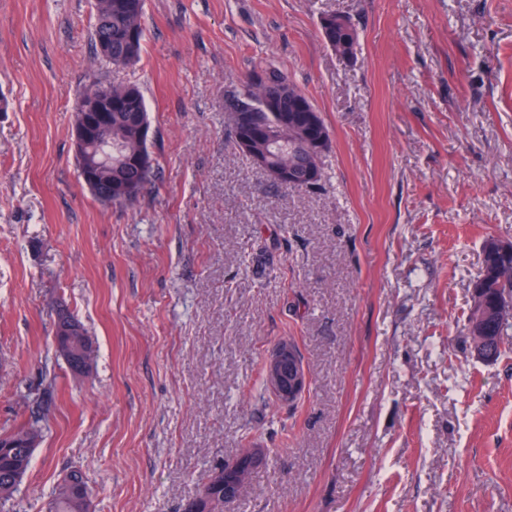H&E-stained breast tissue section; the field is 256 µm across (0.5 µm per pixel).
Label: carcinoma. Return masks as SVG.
I'll return each instance as SVG.
<instances>
[{"instance_id": "1", "label": "carcinoma", "mask_w": 512, "mask_h": 512, "mask_svg": "<svg viewBox=\"0 0 512 512\" xmlns=\"http://www.w3.org/2000/svg\"><path fill=\"white\" fill-rule=\"evenodd\" d=\"M96 24L91 33L94 52L114 66L135 63L141 55L144 40V0H95ZM336 14L321 19L320 27L325 42L344 59L351 55L356 40L348 19L336 25ZM264 78L257 82H244L248 96L255 104L252 124L262 131L265 126H288V113L293 119L317 136L331 138V131L321 113L315 108L308 112H295L301 103H309L287 73L275 69H262ZM81 101L96 108L90 113L107 124L104 133L112 142V204L135 203L156 179V166L150 160L143 166L133 164L141 156L152 157L148 140L137 135V128L149 122L144 96L135 85L112 84L97 76L80 96ZM310 139L302 136L294 142L274 145L268 141L255 142L256 150L271 167H289L293 164L304 170L313 168L322 173V153L308 148ZM483 274L474 288L473 306L468 319V335L484 342L489 348L501 352L504 336L512 323L502 320L490 306L497 289H512V243L488 237L482 246ZM88 332L81 336H67L60 342L55 355L67 361L78 354L76 362L83 370L79 375L92 373L97 363L93 351L86 350ZM57 382L56 374L45 368L41 382L29 389L24 401L30 416L23 423L0 433V502L11 500L31 466L36 447L46 429L51 396ZM198 495L203 498L205 512H224V476L218 469L203 478ZM45 512H92L88 477L81 469H72L52 488Z\"/></svg>"}]
</instances>
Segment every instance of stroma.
<instances>
[{"label":"stroma","mask_w":512,"mask_h":512,"mask_svg":"<svg viewBox=\"0 0 512 512\" xmlns=\"http://www.w3.org/2000/svg\"><path fill=\"white\" fill-rule=\"evenodd\" d=\"M134 66L94 54L93 0H0V431L43 365L49 428L12 512L66 470L94 512H182L211 467L267 454L230 512H512V335L467 333L482 242L512 241V0H145ZM357 32L344 59L322 16ZM288 73L331 130L321 188L240 152L224 96ZM137 84L155 187L105 206L72 122L92 73ZM66 306L98 347L73 376ZM297 406L262 389L281 340ZM69 317L71 319L76 320L75 321L70 320L67 318V314L64 311L63 308H60L57 310L55 319L57 323V336H66L64 339L60 342V348L55 349V355L57 357H61L65 362L68 361V368L69 370L74 374L75 371L70 367V360L72 356H74L73 353H77L78 357L74 358L73 360H76V362L80 363L81 366L84 368L81 372H79L80 376H86L92 373L94 370L96 363H97V354L94 355V352L91 348H89V351L87 354H83L84 350L86 349V345L88 342V332L83 326V324L74 317L69 312ZM83 331V336H82Z\"/></svg>","instance_id":"35a3bbf8"}]
</instances>
